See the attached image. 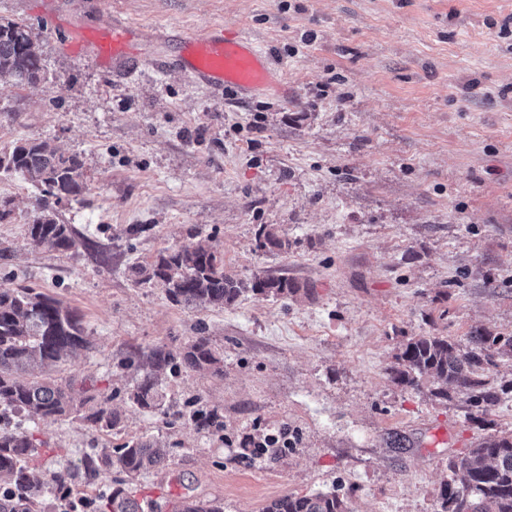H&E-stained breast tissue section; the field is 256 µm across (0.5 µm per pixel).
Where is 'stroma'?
I'll use <instances>...</instances> for the list:
<instances>
[{
    "label": "stroma",
    "instance_id": "stroma-1",
    "mask_svg": "<svg viewBox=\"0 0 512 512\" xmlns=\"http://www.w3.org/2000/svg\"><path fill=\"white\" fill-rule=\"evenodd\" d=\"M1 20L31 26L47 79L0 82V152L50 140L81 157L89 190L48 209L74 247L37 248L41 193L0 171V285L81 315L90 346L52 375L86 382L120 418L109 433L39 423L34 474L151 438L168 463L130 484L142 512L184 495L264 512L337 489L349 512H439L449 457L512 432V397L481 425L434 397L432 378L407 387L390 368L414 336L512 333V0H0ZM125 24L148 32L153 67L68 49L74 30L103 45ZM215 26L249 33L287 97H220L184 76L176 37ZM263 226L288 251L258 248ZM183 245L302 290L192 309L134 285L133 266ZM200 335L223 375L154 368L155 350ZM150 371L161 400L141 408L131 393ZM284 430L290 447L252 459L251 443Z\"/></svg>",
    "mask_w": 512,
    "mask_h": 512
}]
</instances>
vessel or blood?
<instances>
[{
  "mask_svg": "<svg viewBox=\"0 0 512 512\" xmlns=\"http://www.w3.org/2000/svg\"><path fill=\"white\" fill-rule=\"evenodd\" d=\"M136 37L133 28H113L112 55L108 58L78 36L69 48L96 63L108 59L116 67L131 66L145 59ZM178 65L190 79L238 98L284 92L281 83L273 77L266 53L242 31L215 28L186 37L179 51Z\"/></svg>",
  "mask_w": 512,
  "mask_h": 512,
  "instance_id": "1",
  "label": "vessel or blood"
}]
</instances>
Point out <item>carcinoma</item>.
I'll list each match as a JSON object with an SVG mask.
<instances>
[{
  "mask_svg": "<svg viewBox=\"0 0 512 512\" xmlns=\"http://www.w3.org/2000/svg\"><path fill=\"white\" fill-rule=\"evenodd\" d=\"M46 78V69L36 49L30 26L0 21V81L34 84ZM0 169L22 174L35 185L44 200L59 203L78 198L87 190L84 163L76 155L58 151L48 140L35 139L0 154ZM30 243L38 248L68 251L74 239L67 225L41 214L28 225ZM287 238L263 229L257 239L260 249L288 251ZM141 282L165 288L176 303L195 308L231 307L246 292L266 296L295 295L301 285L286 276L243 280L224 272L218 252L201 246L165 249L147 266L136 268ZM81 316L31 286H0V419L15 415L29 422L55 421L69 417L92 401L80 397L73 382L22 380L36 367H45L62 356L86 347ZM512 360V334L476 329L466 344L446 336H413L403 345L390 368L401 384L417 386L423 377L436 383L432 394L442 399L457 395L468 405L467 415L478 419L497 406L512 386L497 384L493 369L503 358ZM194 369L222 373L221 359L204 336L197 337L182 355ZM157 380L144 375L131 395L141 408L157 406ZM85 420L110 431L119 423L112 409L99 405ZM38 453L36 439L27 430L3 424L0 428V512H51L50 504L62 503L84 509L85 498L75 482L78 473L66 470L47 487L31 473L29 461ZM166 459V451L153 439H138L118 451L93 448L81 461L88 480L119 468L126 482L151 470ZM450 475L442 491V512H512V433L483 438L467 452L448 461ZM94 512H142L141 506L122 486L109 487L94 502ZM177 512H223L216 503L184 496ZM265 512H348L340 494L285 495L272 501Z\"/></svg>",
  "mask_w": 512,
  "mask_h": 512,
  "instance_id": "carcinoma-1",
  "label": "carcinoma"
}]
</instances>
